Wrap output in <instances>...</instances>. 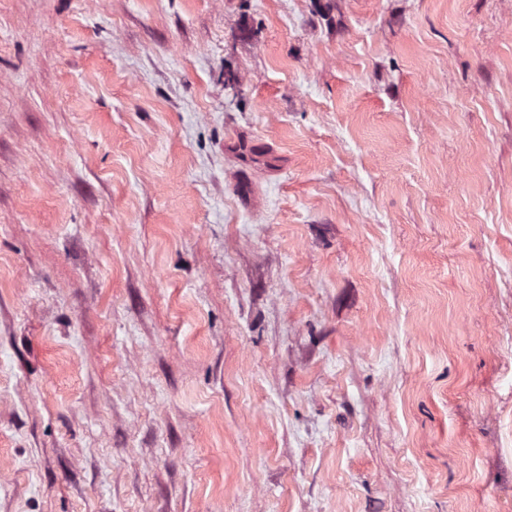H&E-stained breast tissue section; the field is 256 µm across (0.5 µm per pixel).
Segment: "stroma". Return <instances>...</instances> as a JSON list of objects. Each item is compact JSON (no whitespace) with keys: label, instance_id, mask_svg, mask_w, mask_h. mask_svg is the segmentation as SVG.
Returning a JSON list of instances; mask_svg holds the SVG:
<instances>
[{"label":"stroma","instance_id":"35a3bbf8","mask_svg":"<svg viewBox=\"0 0 512 512\" xmlns=\"http://www.w3.org/2000/svg\"><path fill=\"white\" fill-rule=\"evenodd\" d=\"M0 512H512V0H0Z\"/></svg>","mask_w":512,"mask_h":512}]
</instances>
